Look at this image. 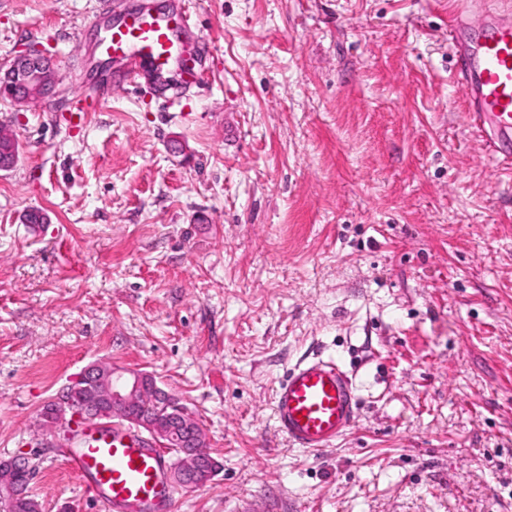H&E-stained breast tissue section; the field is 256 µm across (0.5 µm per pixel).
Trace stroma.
<instances>
[{
	"mask_svg": "<svg viewBox=\"0 0 512 512\" xmlns=\"http://www.w3.org/2000/svg\"><path fill=\"white\" fill-rule=\"evenodd\" d=\"M97 3L0 0V66L37 45L60 77L0 101V462L31 457L42 512H105L42 424L104 361L222 464L176 512H512V174L464 126L454 0H196L213 50L180 112L108 83ZM316 356L360 396L322 451L273 416Z\"/></svg>",
	"mask_w": 512,
	"mask_h": 512,
	"instance_id": "obj_1",
	"label": "stroma"
}]
</instances>
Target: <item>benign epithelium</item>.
<instances>
[{"label":"benign epithelium","instance_id":"1","mask_svg":"<svg viewBox=\"0 0 512 512\" xmlns=\"http://www.w3.org/2000/svg\"><path fill=\"white\" fill-rule=\"evenodd\" d=\"M55 67L51 57L41 49L18 55L0 72V95H7L19 108L49 95L59 84L52 76ZM169 404V394L146 373L124 375L116 368L93 363L53 401L54 409L70 416L77 425L91 418L114 413L123 416L137 429L150 435L159 445L176 441L183 448L169 473L177 485H198L211 480L218 472L215 460L203 449L204 436L198 421L181 407H170L160 417L150 409L151 404ZM30 459L18 455L10 462L0 463V501L11 504L23 497L19 490L20 474L32 476Z\"/></svg>","mask_w":512,"mask_h":512}]
</instances>
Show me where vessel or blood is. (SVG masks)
Listing matches in <instances>:
<instances>
[{
  "label": "vessel or blood",
  "mask_w": 512,
  "mask_h": 512,
  "mask_svg": "<svg viewBox=\"0 0 512 512\" xmlns=\"http://www.w3.org/2000/svg\"><path fill=\"white\" fill-rule=\"evenodd\" d=\"M98 17L105 25L97 47L120 64L121 84L138 89L170 80L163 100L175 109L203 81L195 63L212 45L185 40L196 19L183 0L164 10L145 5L118 15L112 0H100ZM448 35L457 46L454 77L467 103L466 126L482 137L494 167L512 170V12H497L487 0H461L448 15ZM357 406L354 379L332 357L294 366L273 398L279 431L310 450L327 448L350 430ZM62 457L74 477L101 494L107 512H175L169 453L134 429L88 422Z\"/></svg>",
  "instance_id": "b4317fda"
}]
</instances>
